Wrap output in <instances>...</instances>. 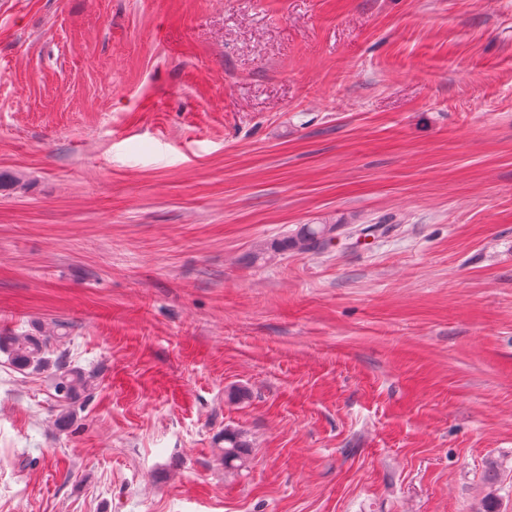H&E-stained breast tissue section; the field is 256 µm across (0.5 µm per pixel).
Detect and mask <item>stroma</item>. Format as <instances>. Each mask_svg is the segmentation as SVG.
<instances>
[{"instance_id": "obj_1", "label": "stroma", "mask_w": 512, "mask_h": 512, "mask_svg": "<svg viewBox=\"0 0 512 512\" xmlns=\"http://www.w3.org/2000/svg\"><path fill=\"white\" fill-rule=\"evenodd\" d=\"M58 321L0 512H512V0H0V333ZM388 231L386 224H361L353 226L343 224L341 221L334 223L324 222L323 224H303L300 228L284 242L271 247L272 255L282 251L300 250L305 252H321L333 246L336 237L347 238L353 235H370L378 230ZM54 365L57 371L55 388L64 401H71L82 395L86 397L94 389L96 376L71 368L66 361L65 351L58 354ZM248 448L241 435L234 431L224 432V469L235 470L244 465L245 451ZM239 462V464H237Z\"/></svg>"}]
</instances>
